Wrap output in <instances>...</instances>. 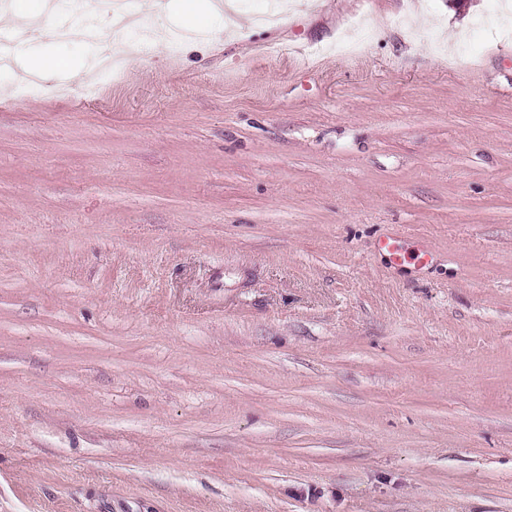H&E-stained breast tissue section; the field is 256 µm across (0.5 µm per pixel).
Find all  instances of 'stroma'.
Here are the masks:
<instances>
[{
    "instance_id": "obj_1",
    "label": "stroma",
    "mask_w": 512,
    "mask_h": 512,
    "mask_svg": "<svg viewBox=\"0 0 512 512\" xmlns=\"http://www.w3.org/2000/svg\"><path fill=\"white\" fill-rule=\"evenodd\" d=\"M209 4L0 68V512H512V0ZM24 67L39 74H67L71 69L70 63L66 58L47 59L37 55L26 58Z\"/></svg>"
}]
</instances>
